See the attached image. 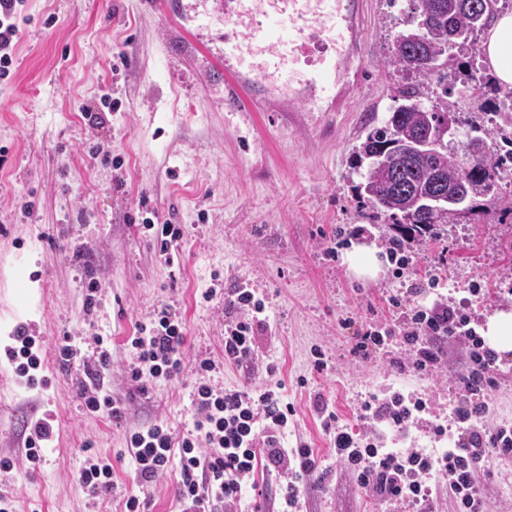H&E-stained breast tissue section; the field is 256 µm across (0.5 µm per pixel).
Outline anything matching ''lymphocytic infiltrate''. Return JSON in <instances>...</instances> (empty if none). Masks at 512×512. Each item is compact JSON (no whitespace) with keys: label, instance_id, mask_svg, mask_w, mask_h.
<instances>
[{"label":"lymphocytic infiltrate","instance_id":"lymphocytic-infiltrate-1","mask_svg":"<svg viewBox=\"0 0 512 512\" xmlns=\"http://www.w3.org/2000/svg\"><path fill=\"white\" fill-rule=\"evenodd\" d=\"M229 302L235 317L224 322V361L250 368L256 363L255 328L265 310L247 286L233 289ZM468 324L460 310L448 306L414 307L405 328L368 329L358 333L351 353L366 359L371 350L389 338L401 337L415 346L417 370L437 361L435 343L464 335ZM185 322L168 307L158 311L153 322L139 325L127 341L132 354L127 372L136 382L170 380L182 370L181 348ZM492 356L472 353L471 364L459 378L467 393L455 409L458 423L472 424L488 416L487 392L495 380ZM214 364L201 360L199 379L193 390L195 420L192 431L176 438L164 425L133 429L130 452L141 486L156 481L169 468L179 470L178 500L182 512H239L244 494L255 487L257 469L263 468L281 482L279 512H297L301 489L317 468L313 451L306 446L289 447L288 417L293 409L271 389H215L206 379ZM423 402L406 404L405 397L372 398L363 406L366 418L380 422L399 436H406L424 411ZM336 458L350 471L358 485L383 503L415 502L420 512H436L428 479L447 481L458 512H483L478 473L488 453H512V428L501 426L486 434L470 430L457 438L453 448L429 452L422 448H380L363 441L338 425L335 412L324 418Z\"/></svg>","mask_w":512,"mask_h":512}]
</instances>
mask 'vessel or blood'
I'll return each mask as SVG.
<instances>
[{"instance_id":"obj_1","label":"vessel or blood","mask_w":512,"mask_h":512,"mask_svg":"<svg viewBox=\"0 0 512 512\" xmlns=\"http://www.w3.org/2000/svg\"><path fill=\"white\" fill-rule=\"evenodd\" d=\"M366 0H223L224 103L236 112L269 102L311 111L338 108L362 81L352 68L364 41ZM278 13L284 29L264 26Z\"/></svg>"}]
</instances>
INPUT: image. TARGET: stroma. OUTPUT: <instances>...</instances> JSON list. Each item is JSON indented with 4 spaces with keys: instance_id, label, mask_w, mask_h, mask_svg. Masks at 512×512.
I'll use <instances>...</instances> for the list:
<instances>
[{
    "instance_id": "stroma-1",
    "label": "stroma",
    "mask_w": 512,
    "mask_h": 512,
    "mask_svg": "<svg viewBox=\"0 0 512 512\" xmlns=\"http://www.w3.org/2000/svg\"><path fill=\"white\" fill-rule=\"evenodd\" d=\"M21 0V39L0 78V494L16 512H123L136 490L126 438L134 427L193 428L199 360L214 361L212 385L258 383L224 362V296L245 284L265 304L256 334L268 384L294 407L290 440L312 448L319 472L303 488L301 512L384 509L336 462L319 405L358 436L385 448L447 447L431 427L452 419L463 398L458 376L471 344L440 341L439 359L416 371L415 350L394 339L355 361L357 329L402 322L415 303L465 313L473 329L512 309V213L475 210L443 225L436 240L410 244L396 275L390 225L355 197L353 153L367 129L384 125L402 73L388 63L394 34L408 26L410 0H367L360 92L334 112H234L224 105L220 0ZM209 62L211 76L197 72ZM100 120L90 123L88 113ZM154 228H144V218ZM181 230L173 263L159 257L155 228ZM376 245L374 280L344 262L353 245ZM215 288L213 300L203 297ZM401 307H393L391 297ZM186 322L183 370L148 386L126 373V342L162 305ZM36 340L37 384L19 377L7 351L19 328ZM70 339L81 357L63 363ZM114 360L105 390L119 420L86 409L82 391L101 349ZM325 370H317V360ZM487 426L512 425V353L496 358ZM426 402L408 438L363 419L360 406L394 391ZM46 419L53 435L40 460L25 458V429ZM112 463L114 493L87 498L78 480L87 458ZM484 512H512V455L493 454L481 473Z\"/></svg>"
}]
</instances>
